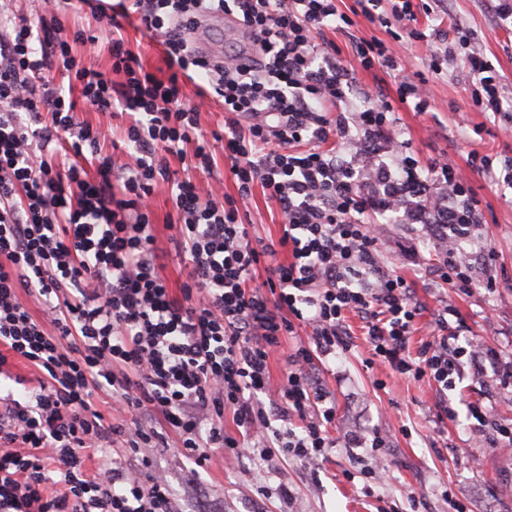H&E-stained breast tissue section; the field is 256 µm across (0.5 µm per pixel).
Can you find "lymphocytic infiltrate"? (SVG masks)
I'll return each instance as SVG.
<instances>
[{"instance_id":"obj_1","label":"lymphocytic infiltrate","mask_w":512,"mask_h":512,"mask_svg":"<svg viewBox=\"0 0 512 512\" xmlns=\"http://www.w3.org/2000/svg\"><path fill=\"white\" fill-rule=\"evenodd\" d=\"M111 39L109 72L81 66L48 0L29 16L0 13V376L21 359L40 375L25 401L0 397V512H178L167 479L128 471V450L175 445L189 464L211 466L215 451L246 449L261 461H315L336 446V400L315 377L316 361L350 349L349 315L363 324L371 357L402 376L429 377L445 393L465 369L512 384V357L462 345L463 322L443 308L418 354L409 351L422 307L406 277L379 262L378 222L423 224L439 246L432 270L469 291L475 264L496 260L482 213L452 161L420 171L403 150L380 95L356 88L324 30L356 17L399 23L425 42L429 68L464 66L481 111L501 113V76L470 33L418 30L410 0H92ZM234 16L251 47L212 58L192 34L209 14ZM140 29L172 72L144 69L125 46ZM365 70L396 76V95L422 112L418 84L405 79L402 48L362 40ZM78 84L79 97L49 80ZM204 76L226 114L224 133L199 128L184 84ZM119 108L122 163L102 152L101 128L78 121L77 104ZM237 192L193 178L172 179L169 157L210 172L214 143ZM96 159L94 172L78 162ZM166 182L168 229L184 263L172 291L161 274L149 200ZM445 185L446 194L436 191ZM275 202L282 235L255 248L242 221L254 186ZM470 246L472 260L458 254ZM286 260H278L279 252ZM266 277L254 284L257 270ZM39 301L34 317L20 293ZM280 381L272 352L299 327ZM113 399L112 415L96 405ZM232 412L237 436L224 431Z\"/></svg>"}]
</instances>
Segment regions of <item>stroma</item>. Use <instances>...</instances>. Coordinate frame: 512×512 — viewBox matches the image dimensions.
<instances>
[{
    "mask_svg": "<svg viewBox=\"0 0 512 512\" xmlns=\"http://www.w3.org/2000/svg\"><path fill=\"white\" fill-rule=\"evenodd\" d=\"M422 0H412L417 29L430 32L434 25L458 22L474 33L484 56L512 90V22L500 20L492 0H445L443 11L425 12ZM326 40L341 51V58L355 71L358 87H384L393 105V124L405 141L410 155L421 168L430 167L440 155L466 165L469 154L489 156L500 162L512 158V137L504 136L503 116L481 111L465 90L464 70L455 77L438 75L424 58L426 44L406 45L407 75H421L428 102L424 112H413L398 104L393 77L381 69H360L353 44L361 39L390 41L384 27L358 20L350 31H325ZM471 186L481 201L484 230L497 254L491 270L476 269L470 293L442 288L429 272L434 257V240L420 224H387L382 228L383 265L402 259V272L413 283L415 297L424 307L417 329L410 338V350L427 340L428 325L444 306H452L474 343L495 345L503 355H512V189L491 185L481 174L471 173ZM171 202L166 184H159L151 198L156 228V246L165 252L161 270L170 288L179 289L183 265L165 227ZM247 222L250 234L263 243L277 242L282 234L276 206L261 187H254ZM495 278L497 289L484 288ZM349 352L317 365L315 375L336 396V448L311 465L282 458L262 462L225 452L201 473L195 488H188V469L172 448L154 451L152 474L166 476L178 493L188 496V512H452L448 501L464 503L467 512H512V454L475 445L473 422L466 406L481 403L494 410L498 419L512 420V387L488 378L466 374L447 400L457 416L435 426L440 400L426 378L400 377L381 364L366 365L369 356L362 322L348 321ZM377 429L386 439L385 470L379 477L350 479L359 468L364 451L350 448L351 432ZM288 486L291 502L278 494ZM415 491L421 504L412 508L406 498Z\"/></svg>",
    "mask_w": 512,
    "mask_h": 512,
    "instance_id": "obj_1",
    "label": "stroma"
}]
</instances>
